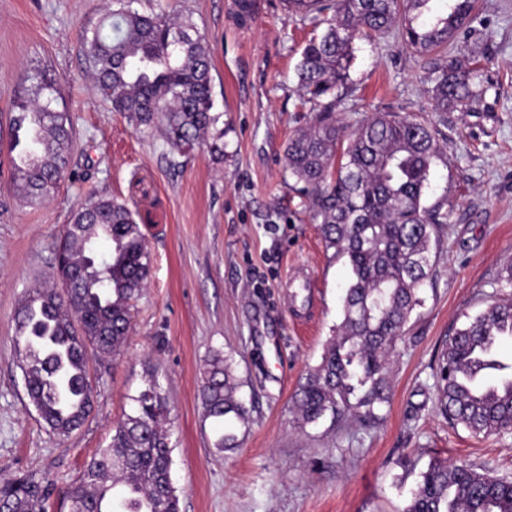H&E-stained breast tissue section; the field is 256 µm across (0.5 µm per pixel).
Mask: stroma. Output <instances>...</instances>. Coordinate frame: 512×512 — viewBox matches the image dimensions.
I'll use <instances>...</instances> for the list:
<instances>
[{
  "instance_id": "stroma-1",
  "label": "stroma",
  "mask_w": 512,
  "mask_h": 512,
  "mask_svg": "<svg viewBox=\"0 0 512 512\" xmlns=\"http://www.w3.org/2000/svg\"><path fill=\"white\" fill-rule=\"evenodd\" d=\"M137 0L142 12L191 17L211 47L217 124L188 155L159 129H137L94 90L84 29L113 0H0V160L10 119L40 71L63 81L73 125L72 174L28 205L0 169V483L34 472L57 489L45 512H69L67 488L106 447L133 399L156 379L169 408L171 478L180 512H403L433 457L512 479V432L475 436L437 411L441 355L467 317L512 299V0H477L458 53L489 90L466 112L431 111L425 58L403 48L401 26L354 43L336 118L347 131L374 112L431 122L442 157L427 204L444 200L432 278L388 357L390 402L379 418L298 427L292 395L342 320L345 259L326 250L285 170L284 146L312 121L295 66L309 22L282 0ZM92 198L124 202L146 236L152 268L118 356L91 359L95 407L70 436L51 434L17 366L15 310L50 273L60 234ZM232 354L250 409L238 448L213 446L200 400L212 351Z\"/></svg>"
}]
</instances>
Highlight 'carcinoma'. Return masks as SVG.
<instances>
[{"mask_svg": "<svg viewBox=\"0 0 512 512\" xmlns=\"http://www.w3.org/2000/svg\"><path fill=\"white\" fill-rule=\"evenodd\" d=\"M431 2L287 0L288 14L313 23L296 75L316 114L310 128L288 139L286 167L320 224L325 248L346 258L350 268L338 334L294 392L301 427L327 416L335 422L378 419L376 410L389 403L390 350L421 303L432 240L448 223L447 203L425 204L432 167L442 154L432 123L374 113L356 128L338 160L344 130L332 115L349 77L354 42L381 39L401 19L404 47L427 59L432 111L466 112L478 102L484 93L478 69L448 51L471 34L474 0H448L439 12ZM132 4L116 0L108 24L82 34L95 88L137 126H161L173 150H191L217 120L206 39L189 18L173 21L163 11L140 12ZM25 80L33 90L15 103L14 117L28 121L16 145L31 163L11 175L26 203L38 205L69 172L73 131L66 113L52 106L59 85L38 73ZM102 243L109 258L99 276L85 274L89 252ZM55 262L67 287L30 288L18 303L17 363L40 419L51 433L67 437L93 410L89 360L117 354L128 338L132 302L147 285L151 257L134 212L98 198L73 214ZM508 338L512 302L493 301L448 339L438 405L450 424L475 435L512 431V365L497 355ZM237 388L233 359L214 352L201 401L220 452L235 448L236 430L250 423ZM133 402L108 447L91 457L68 489L71 512H179L170 478L167 401L150 383ZM54 487L33 473L1 484L0 512H45ZM404 512H512V480L433 458Z\"/></svg>", "mask_w": 512, "mask_h": 512, "instance_id": "cac0c4a2", "label": "carcinoma"}]
</instances>
